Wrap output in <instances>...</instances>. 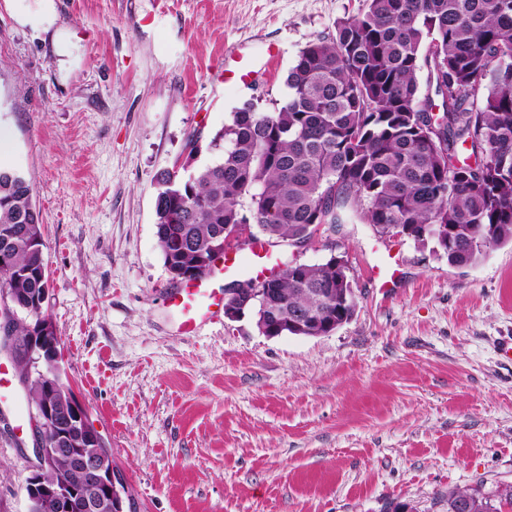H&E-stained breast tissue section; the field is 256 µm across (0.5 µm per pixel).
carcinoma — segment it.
Instances as JSON below:
<instances>
[{
	"mask_svg": "<svg viewBox=\"0 0 512 512\" xmlns=\"http://www.w3.org/2000/svg\"><path fill=\"white\" fill-rule=\"evenodd\" d=\"M435 80L438 104L421 95L419 76ZM288 93L271 112L247 100L209 147L214 161L187 176L156 181V227L164 265L176 281L204 273L230 247L224 230L256 224L270 239L300 242L324 224L357 218L376 233L392 224L419 245L434 244L448 264L467 267L512 242V0H366L359 15L301 49ZM448 116V150L424 136L422 113ZM467 146L474 163L459 159ZM483 245L475 244L483 229ZM40 212L25 173L0 164V332L10 337L19 382L34 409L50 404L51 448L86 444L70 423L75 397L48 381L53 364L33 337L58 341L46 313L49 292ZM348 266L331 261L287 267L261 286L288 308L336 325V294L353 287ZM83 497L97 488L72 474ZM473 494L478 512L512 510V486L448 492V512Z\"/></svg>",
	"mask_w": 512,
	"mask_h": 512,
	"instance_id": "cac0c4a2",
	"label": "carcinoma"
}]
</instances>
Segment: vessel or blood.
Returning <instances> with one entry per match:
<instances>
[{"label":"vessel or blood","instance_id":"1","mask_svg":"<svg viewBox=\"0 0 512 512\" xmlns=\"http://www.w3.org/2000/svg\"><path fill=\"white\" fill-rule=\"evenodd\" d=\"M271 256L267 247L261 242H253L248 255L226 250L221 260L215 261L211 270L199 278L185 281L171 288L166 295V308L176 315V332L181 336L197 335L202 323L218 317L224 310V293L214 289L213 283L224 272L241 268L250 273L264 275Z\"/></svg>","mask_w":512,"mask_h":512}]
</instances>
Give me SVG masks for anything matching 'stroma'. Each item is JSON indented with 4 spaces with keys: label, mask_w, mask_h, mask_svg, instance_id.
Returning <instances> with one entry per match:
<instances>
[{
    "label": "stroma",
    "mask_w": 512,
    "mask_h": 512,
    "mask_svg": "<svg viewBox=\"0 0 512 512\" xmlns=\"http://www.w3.org/2000/svg\"><path fill=\"white\" fill-rule=\"evenodd\" d=\"M79 49L0 0V163L40 212L65 383L112 454L134 512H447L449 490L512 485V243L456 268L353 221L280 261L344 257L354 318L269 338L252 319L175 333L154 179L212 161L241 102L272 109L300 50L365 0H56ZM243 48L247 83L224 78ZM275 55H268V46ZM199 136L188 153L189 133ZM393 288L370 274L387 256ZM32 433L0 406V512H29Z\"/></svg>",
    "instance_id": "stroma-1"
}]
</instances>
